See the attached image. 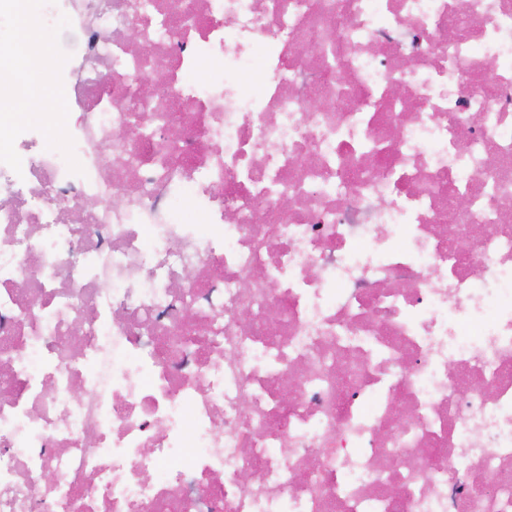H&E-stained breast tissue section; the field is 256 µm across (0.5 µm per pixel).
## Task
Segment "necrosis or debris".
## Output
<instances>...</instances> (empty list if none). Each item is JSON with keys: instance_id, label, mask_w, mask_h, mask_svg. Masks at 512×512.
<instances>
[{"instance_id": "necrosis-or-debris-1", "label": "necrosis or debris", "mask_w": 512, "mask_h": 512, "mask_svg": "<svg viewBox=\"0 0 512 512\" xmlns=\"http://www.w3.org/2000/svg\"><path fill=\"white\" fill-rule=\"evenodd\" d=\"M41 36L0 512H512V0H0Z\"/></svg>"}]
</instances>
